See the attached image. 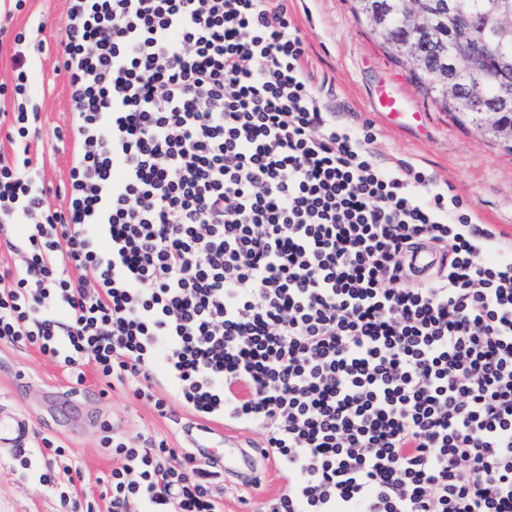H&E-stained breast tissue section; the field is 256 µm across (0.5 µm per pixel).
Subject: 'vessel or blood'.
Instances as JSON below:
<instances>
[{"label":"vessel or blood","instance_id":"vessel-or-blood-1","mask_svg":"<svg viewBox=\"0 0 512 512\" xmlns=\"http://www.w3.org/2000/svg\"><path fill=\"white\" fill-rule=\"evenodd\" d=\"M374 112L386 122L400 127L422 126L425 115L411 107L407 101L386 88H379L372 100ZM30 424L20 414L0 415V445L16 447L25 443L30 435ZM190 447L205 458L218 463L225 474L254 471L258 460H271L269 449L256 448L243 442L240 436L228 428L201 421L188 432Z\"/></svg>","mask_w":512,"mask_h":512}]
</instances>
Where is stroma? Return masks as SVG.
Listing matches in <instances>:
<instances>
[{
	"mask_svg": "<svg viewBox=\"0 0 512 512\" xmlns=\"http://www.w3.org/2000/svg\"><path fill=\"white\" fill-rule=\"evenodd\" d=\"M66 0H32L26 14L11 25L23 27L29 18L43 20L46 47L33 55V81L44 99V132L66 128L72 110L68 86L57 71L56 43L63 34ZM288 16L308 45V68L315 82L324 83L328 102L344 113L374 123L377 160L387 165L413 161L440 181L455 186L468 200L475 220L492 224L512 238V152L498 140L443 111L412 80L408 68L392 61L357 19L350 0H288ZM399 93L427 114L420 128H399L373 112L370 96L379 87ZM69 147L55 152L32 144L28 174L52 187L68 177ZM25 415L32 433L63 443L85 469L88 480L79 495L99 494L98 476L119 466V458L102 454L103 421L115 424V438L142 444L144 437L169 436L183 447V431L193 416L173 405L167 417L151 405L133 400L129 388L118 387L101 397L94 370H87L79 392H72L63 363L24 345L0 344V413ZM20 449L0 446V512H61L59 496L41 489L32 471L18 464ZM285 467L260 466L256 483L244 486L217 479L214 494L224 512H270L288 486Z\"/></svg>",
	"mask_w": 512,
	"mask_h": 512,
	"instance_id": "stroma-1",
	"label": "stroma"
}]
</instances>
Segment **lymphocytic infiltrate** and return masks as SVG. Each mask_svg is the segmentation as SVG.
<instances>
[{"mask_svg":"<svg viewBox=\"0 0 512 512\" xmlns=\"http://www.w3.org/2000/svg\"><path fill=\"white\" fill-rule=\"evenodd\" d=\"M9 31L0 343L86 366L167 415L261 429L292 478L277 512H512V243L327 104L285 0H68V130L44 136ZM72 145L65 203L25 174ZM441 258L425 278L408 255ZM95 282L85 286L82 274ZM106 512H222L197 451L115 441ZM69 512L86 475L42 438L24 464ZM17 234V227L14 226L7 227L3 233L0 232V267L1 265L14 267L22 262V254L10 248L7 243L9 238L17 239Z\"/></svg>","mask_w":512,"mask_h":512,"instance_id":"f902f5d3","label":"lymphocytic infiltrate"}]
</instances>
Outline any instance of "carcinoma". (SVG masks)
Listing matches in <instances>:
<instances>
[{"label":"carcinoma","mask_w":512,"mask_h":512,"mask_svg":"<svg viewBox=\"0 0 512 512\" xmlns=\"http://www.w3.org/2000/svg\"><path fill=\"white\" fill-rule=\"evenodd\" d=\"M353 11L370 27L390 59L403 62L399 47L405 42L420 46L418 61L409 66L412 79L446 112H456L476 123L477 112L470 86L482 94L485 105L512 124V19L506 9L512 0H411L410 13L403 0H351ZM431 26L425 34L415 22ZM477 65L460 82L453 97L439 88L432 76L456 77L457 59Z\"/></svg>","instance_id":"cac0c4a2"}]
</instances>
